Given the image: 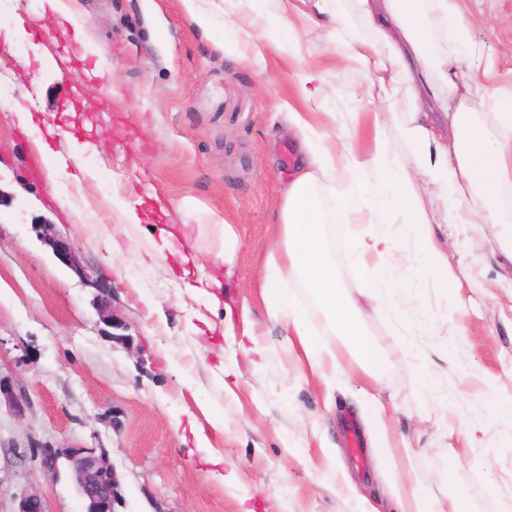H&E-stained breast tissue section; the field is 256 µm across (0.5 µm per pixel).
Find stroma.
<instances>
[{"label":"stroma","instance_id":"1","mask_svg":"<svg viewBox=\"0 0 512 512\" xmlns=\"http://www.w3.org/2000/svg\"><path fill=\"white\" fill-rule=\"evenodd\" d=\"M76 2L99 52L85 55L81 37H62L54 52L66 59L65 79L42 69L35 40L0 42V83L9 88L0 97V190L9 196L0 206V378L29 402L20 418L0 408V512H14L21 490L42 495L48 512H83L71 475L41 469L44 446L107 449L120 512H360L364 498L393 512L387 484L407 476L460 512L512 504V428L491 421L497 405L512 401V280L497 276L489 226L449 223L431 194L430 225L391 220L396 277L413 266L414 243L428 231L460 288L434 283L403 300L415 323L406 336L361 300L357 323L381 357L377 378L363 373L308 290L295 288L297 311L335 352V382L312 375L287 322L266 314L260 285L282 193L303 159L279 104L329 134L350 135L362 155L380 137L409 159L400 134L408 100L375 121L381 104L343 64L341 48H330L324 22L306 28L304 62L269 54L259 73L225 54L223 28L198 29L182 0ZM461 6L496 83L512 81V0ZM308 65L326 74L335 124L297 94ZM33 83L40 94L28 109L54 126L41 153L9 110ZM75 132L98 146L68 162V172L95 173L68 189L77 219L47 181ZM120 201L137 208L141 227L122 224ZM38 220L75 242L85 276L55 258ZM375 221L327 227L346 294L366 285L347 246ZM225 222L235 242L222 241ZM168 226L182 249L143 260L145 229ZM185 252L194 264L182 261ZM185 272L221 276V304L180 287ZM99 279L112 288L126 338L107 336L98 319ZM426 317L435 321L429 335L419 328ZM194 393L224 419L207 448L198 447L183 407ZM373 396L384 404L388 437L407 440L408 456L377 453L378 433L362 408Z\"/></svg>","mask_w":512,"mask_h":512}]
</instances>
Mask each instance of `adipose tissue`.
<instances>
[{
	"instance_id": "obj_1",
	"label": "adipose tissue",
	"mask_w": 512,
	"mask_h": 512,
	"mask_svg": "<svg viewBox=\"0 0 512 512\" xmlns=\"http://www.w3.org/2000/svg\"><path fill=\"white\" fill-rule=\"evenodd\" d=\"M183 0L194 23L210 30L225 22L224 50L241 63L257 64L265 52L284 60H300L305 47L302 26L327 20L344 61L363 78L369 90L391 103L400 96L412 101V116L402 129L415 156L407 164L386 140L374 154L361 159L352 141L329 138L295 109L288 125L301 140L304 158L298 175L284 192L279 216V244L269 254L264 277V302L271 319H287L312 373L335 360L331 350L318 348L313 332L296 313L290 279L307 288L337 327L368 376L377 373L379 358L354 323L356 301L341 296L324 228L335 218L314 191L319 179L344 185L340 208L349 218L363 212L380 222L358 235L349 249L352 265L375 291L379 308L395 313V300L418 289L420 278L393 279L394 246L383 227L400 215L424 224L418 173L429 178L431 190L448 205L452 224H497L506 237L504 257L512 262V88L490 90L489 72H458L459 57L481 59L483 47L459 0ZM387 52H379L377 41ZM448 120V140L438 141L420 114L423 108Z\"/></svg>"
}]
</instances>
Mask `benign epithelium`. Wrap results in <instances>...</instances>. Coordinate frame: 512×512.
<instances>
[{"label":"benign epithelium","instance_id":"obj_1","mask_svg":"<svg viewBox=\"0 0 512 512\" xmlns=\"http://www.w3.org/2000/svg\"><path fill=\"white\" fill-rule=\"evenodd\" d=\"M44 242L64 266L78 275L84 273L82 256L77 245L69 238L53 231L50 224L44 225ZM94 303L99 321L113 329H122L124 324L116 317L110 301V286L97 281ZM0 400L18 417H23L28 406L26 397L0 382ZM65 461L84 503V512H118L121 504L120 479L109 452L105 448H75L46 446L40 452L43 471L56 475L59 461ZM15 512H47L44 500L26 491L16 496Z\"/></svg>","mask_w":512,"mask_h":512}]
</instances>
